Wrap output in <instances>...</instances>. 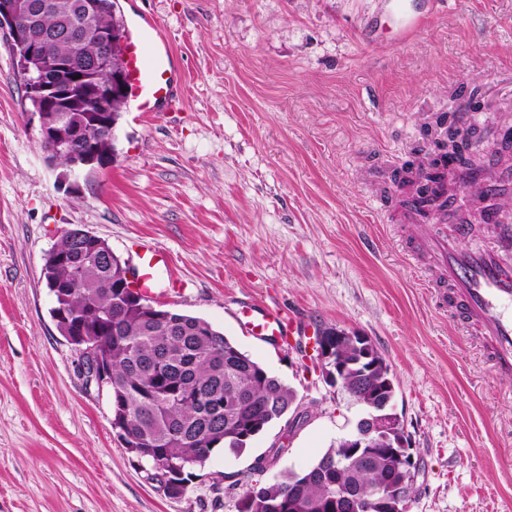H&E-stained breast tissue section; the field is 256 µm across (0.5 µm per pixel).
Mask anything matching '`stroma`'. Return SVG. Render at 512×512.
<instances>
[{"instance_id": "35a3bbf8", "label": "stroma", "mask_w": 512, "mask_h": 512, "mask_svg": "<svg viewBox=\"0 0 512 512\" xmlns=\"http://www.w3.org/2000/svg\"><path fill=\"white\" fill-rule=\"evenodd\" d=\"M154 15L183 90L160 114L123 112L111 164L57 183L7 29L0 28V512H237L240 491L311 466L359 412L303 347L319 330L368 336L396 379L394 408L419 463L408 512H512V375L441 308L429 264L404 251L409 168L432 160L439 116L468 119L482 163L512 131V0H441L407 43L393 0H118ZM80 226L131 259L163 249L177 293L296 392L307 418L266 428L241 456L215 451L169 497L112 429L108 390L86 385L42 274ZM301 320L290 343L253 336L243 304ZM285 455L257 470L272 445Z\"/></svg>"}]
</instances>
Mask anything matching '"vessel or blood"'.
<instances>
[{"instance_id": "1", "label": "vessel or blood", "mask_w": 512, "mask_h": 512, "mask_svg": "<svg viewBox=\"0 0 512 512\" xmlns=\"http://www.w3.org/2000/svg\"><path fill=\"white\" fill-rule=\"evenodd\" d=\"M128 74V101L136 112H162L173 101L171 80L173 53L160 34L156 21L142 19L124 31ZM496 244L492 247L463 248L457 243L466 235V226L447 228L426 224L409 256L426 258L442 275V286L451 289L460 321L482 336L497 371L512 372V218L491 213ZM166 263L164 252L152 244L139 245L133 265L139 275L136 285L150 289ZM434 280H425L434 288ZM243 315L254 335L288 340L297 323L277 310L246 304Z\"/></svg>"}]
</instances>
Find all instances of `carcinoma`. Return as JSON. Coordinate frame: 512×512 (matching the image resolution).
<instances>
[{
  "label": "carcinoma",
  "mask_w": 512,
  "mask_h": 512,
  "mask_svg": "<svg viewBox=\"0 0 512 512\" xmlns=\"http://www.w3.org/2000/svg\"><path fill=\"white\" fill-rule=\"evenodd\" d=\"M53 11L43 14L42 29H53L65 18L77 30L89 23L123 34L125 23L113 13V0H94L96 15L89 19L76 7L80 0H52ZM43 53L66 56L94 46L83 40L52 43ZM453 169L463 181L476 179L480 167L456 158ZM60 287L51 290L54 306L72 322L85 325L86 335L109 347L112 366V418L126 428L134 443L145 449L142 459L182 464L183 473L165 480L166 493L181 497L195 478L194 465L207 461L218 446L239 456L252 440L273 423L295 411V392L262 363L242 354L224 333L197 327V318L181 314L168 321L146 311L139 301L116 288V272L93 261L89 254L71 252L54 270ZM347 365L348 384L366 368L349 344L339 353ZM338 447L327 451L309 468L287 470L280 479L257 489L247 488L238 512H278L277 505L293 498L303 512H329L326 504L338 488L357 496L354 512H381L375 496L404 483L412 500L413 484L405 481L394 458L367 454L363 448L336 465Z\"/></svg>",
  "instance_id": "1"
}]
</instances>
